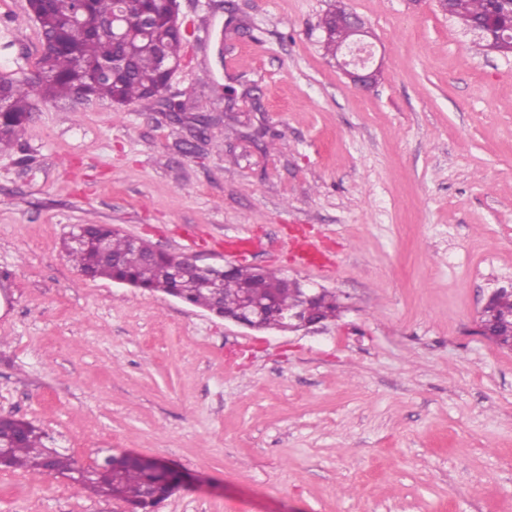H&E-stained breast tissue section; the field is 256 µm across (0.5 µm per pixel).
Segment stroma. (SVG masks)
I'll return each mask as SVG.
<instances>
[{"label":"stroma","mask_w":512,"mask_h":512,"mask_svg":"<svg viewBox=\"0 0 512 512\" xmlns=\"http://www.w3.org/2000/svg\"><path fill=\"white\" fill-rule=\"evenodd\" d=\"M336 1L179 0L165 103L40 99L0 151V415L85 468L186 474L155 512H512V350L478 332L512 286V58L438 0H340L376 36L362 91L324 48ZM40 49L27 0H0V75ZM75 224L276 268L346 309L251 330L83 276ZM304 238L327 267L296 262ZM0 512L129 510L0 471Z\"/></svg>","instance_id":"35a3bbf8"}]
</instances>
